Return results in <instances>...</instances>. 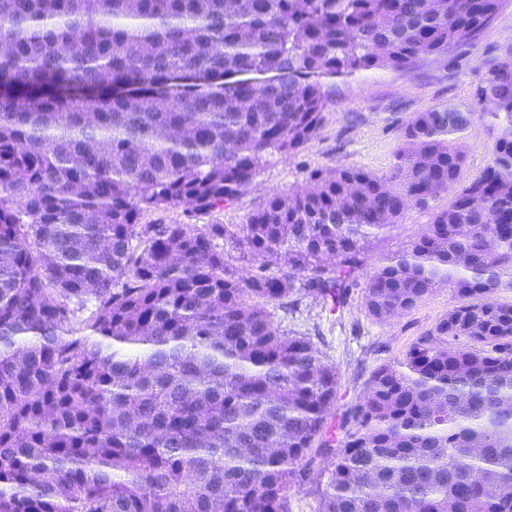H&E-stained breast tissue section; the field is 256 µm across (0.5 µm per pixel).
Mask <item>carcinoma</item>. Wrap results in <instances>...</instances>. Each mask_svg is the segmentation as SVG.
I'll return each instance as SVG.
<instances>
[{"mask_svg": "<svg viewBox=\"0 0 512 512\" xmlns=\"http://www.w3.org/2000/svg\"><path fill=\"white\" fill-rule=\"evenodd\" d=\"M503 2L0 0V512H289L306 485L320 512H512L511 66L487 111L404 121L389 177L314 169L191 223L317 135L327 81L409 72ZM411 206L428 223L367 267ZM360 284L377 322L451 303L338 437V370L275 316ZM493 138L487 123L478 121L464 134L463 143L467 151L466 165L462 175L467 178L481 171L487 164L488 146Z\"/></svg>", "mask_w": 512, "mask_h": 512, "instance_id": "carcinoma-1", "label": "carcinoma"}]
</instances>
